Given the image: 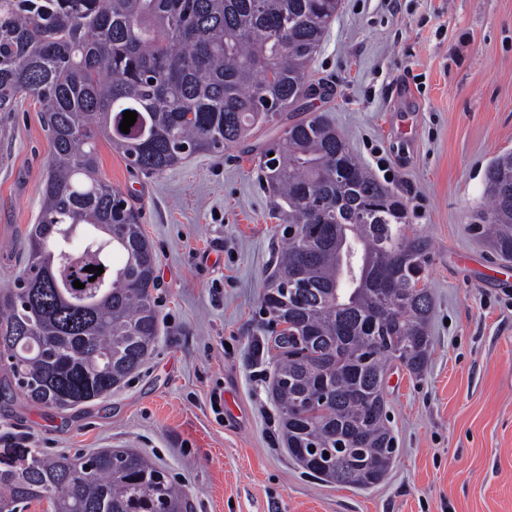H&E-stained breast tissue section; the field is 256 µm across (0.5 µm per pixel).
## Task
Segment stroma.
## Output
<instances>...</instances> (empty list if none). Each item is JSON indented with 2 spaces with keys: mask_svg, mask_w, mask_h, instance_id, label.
<instances>
[{
  "mask_svg": "<svg viewBox=\"0 0 512 512\" xmlns=\"http://www.w3.org/2000/svg\"><path fill=\"white\" fill-rule=\"evenodd\" d=\"M309 100L427 236L433 346L386 372L398 452L368 489L308 475L269 394L276 350L260 296L280 242L258 159L299 115L163 174L98 143V175L140 206L157 256L159 338L111 396L69 409L0 402V432L48 455L133 446L184 486L192 512H512V279L470 224L485 171L512 152V0H341L309 64ZM51 148L25 100L0 141V290L13 286Z\"/></svg>",
  "mask_w": 512,
  "mask_h": 512,
  "instance_id": "1",
  "label": "stroma"
}]
</instances>
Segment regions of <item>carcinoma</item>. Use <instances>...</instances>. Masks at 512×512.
Masks as SVG:
<instances>
[{
    "label": "carcinoma",
    "mask_w": 512,
    "mask_h": 512,
    "mask_svg": "<svg viewBox=\"0 0 512 512\" xmlns=\"http://www.w3.org/2000/svg\"><path fill=\"white\" fill-rule=\"evenodd\" d=\"M339 0H0V139L37 101L51 146L24 268L0 291L3 391L65 409L112 393L153 349L156 258L141 212L96 176L103 138L160 175L306 109L308 64ZM137 113L130 132L124 111ZM285 247L261 297L279 358L272 396L290 455L312 477L368 488L397 449L387 365L424 372L432 349L430 240L408 206L320 115L261 154ZM471 223L512 261V153L485 176ZM103 267L93 277L85 268ZM95 281H89V278ZM85 284L82 289L74 281ZM190 512L186 489L134 448L72 458L0 453V512Z\"/></svg>",
    "instance_id": "1"
}]
</instances>
